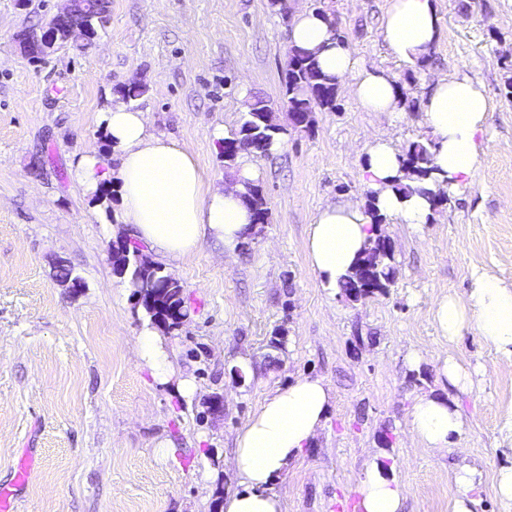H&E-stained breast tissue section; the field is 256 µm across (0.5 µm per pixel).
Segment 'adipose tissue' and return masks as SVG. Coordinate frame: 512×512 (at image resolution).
<instances>
[{
    "label": "adipose tissue",
    "instance_id": "adipose-tissue-1",
    "mask_svg": "<svg viewBox=\"0 0 512 512\" xmlns=\"http://www.w3.org/2000/svg\"><path fill=\"white\" fill-rule=\"evenodd\" d=\"M387 2L382 36L388 51L400 62L418 64L442 34L437 0ZM288 45L314 53L320 70L346 86L358 111H402L396 79L366 65L314 10L295 9ZM491 110L480 83L465 75L432 74L423 103L434 144L432 176L410 179V193H398L393 182L404 177L402 153L388 133L369 137L358 152L378 212L396 224H424L434 214L435 197L462 193L488 149L484 132ZM96 122L112 152L89 151L75 166L74 178L89 194L116 193L119 223L130 225L157 255H191L209 235L223 243L225 258L235 257L239 244L256 230L242 198L245 185L260 178L253 150L239 151L231 176L215 185L185 147L151 133L144 112L124 100L99 111ZM376 235L364 202L342 198L319 208L307 227L305 249L321 288L336 291ZM433 317L444 337L455 338L472 324L488 345L512 356V285L493 274L473 272L467 291L439 299ZM332 405L330 386L317 376L272 390L234 438L230 465L236 488L225 497L223 512H287L274 483L324 427ZM463 428L462 415L449 399L428 393L413 407L411 433L421 447L453 448ZM393 471L386 456L372 458L357 487L361 512H404L406 490Z\"/></svg>",
    "mask_w": 512,
    "mask_h": 512
}]
</instances>
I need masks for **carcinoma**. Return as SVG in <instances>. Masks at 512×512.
<instances>
[{
    "label": "carcinoma",
    "instance_id": "obj_1",
    "mask_svg": "<svg viewBox=\"0 0 512 512\" xmlns=\"http://www.w3.org/2000/svg\"><path fill=\"white\" fill-rule=\"evenodd\" d=\"M111 0H80L82 9L91 11L93 23L108 21ZM338 85L328 79L319 69L314 55L302 49L289 51L286 65L285 96L288 99V112L292 124L299 129H311L315 124V109L333 111L336 109ZM248 108L245 121L235 137L224 141L225 167L231 168L237 155L238 143H247L249 148L266 154L273 136L284 131L274 122L273 111L267 101L256 95L246 103ZM431 142L415 141L405 152L403 171L417 178H427L432 173L430 167ZM243 200L253 211L256 223L266 224L269 220L268 203L263 189L258 184L246 186ZM113 264L119 274L130 275L138 293L142 296L141 306L153 324L167 330L180 325L178 313L185 310L186 296L183 285L175 281H164L163 270L158 265L139 269L126 261L121 254L113 255ZM396 275L393 249L382 236L372 241L365 250V256L352 268L351 273L340 284L342 293L354 296L359 301L370 295L366 286L382 291Z\"/></svg>",
    "mask_w": 512,
    "mask_h": 512
}]
</instances>
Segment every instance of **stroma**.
Segmentation results:
<instances>
[{
	"mask_svg": "<svg viewBox=\"0 0 512 512\" xmlns=\"http://www.w3.org/2000/svg\"><path fill=\"white\" fill-rule=\"evenodd\" d=\"M367 64L390 72L417 103L399 115L361 112L338 94L311 130L289 128L285 97L289 19L268 0H112L86 49L31 61L12 44L48 23L63 0H0V489L13 512H220L235 488L226 465L236 431L274 388L321 377L334 406L303 457L276 481L287 512H358L355 489L375 451L406 488L405 512H449L453 473H478V512H512L496 494L512 466V357L475 326L455 339L433 321L437 299L463 293L474 269L512 284V0H438L443 34L426 65L393 58L381 36L387 0H325ZM434 72L480 81L492 102L489 149L464 193L418 226L384 225L396 276L357 302L319 286L306 228L326 202L366 199L355 153L393 132L400 147L428 139L423 103ZM151 131L184 145L215 184L225 177L215 127L237 131L242 95L264 97L287 142L259 156L270 209L233 260L203 239L169 260L143 248L185 289L187 315L161 332L167 380L137 356L145 323L111 244L128 236L74 180L101 143L95 118L130 84ZM77 288L55 277L58 261ZM453 358L472 379L460 391L438 372ZM194 387L190 396L180 381ZM451 399L464 430L455 448L416 444L417 398ZM224 408L208 407L211 396ZM24 482H17L19 469Z\"/></svg>",
	"mask_w": 512,
	"mask_h": 512,
	"instance_id": "obj_1",
	"label": "stroma"
}]
</instances>
